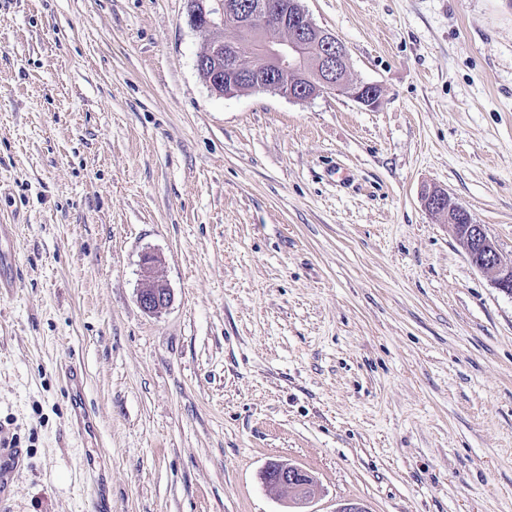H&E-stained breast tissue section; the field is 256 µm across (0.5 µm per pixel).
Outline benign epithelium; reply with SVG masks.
Returning <instances> with one entry per match:
<instances>
[{
  "mask_svg": "<svg viewBox=\"0 0 512 512\" xmlns=\"http://www.w3.org/2000/svg\"><path fill=\"white\" fill-rule=\"evenodd\" d=\"M231 18L252 33L269 28L291 29L289 37L265 41L260 49L243 58L236 43L217 42L196 70L210 72L208 87L226 95L244 89L272 92L292 100L305 101L321 94H345L366 108L381 103L380 88L372 83H355L344 42L334 33L318 27L301 0H283L273 7L247 0H190L189 22L200 28H216ZM425 209L450 224L470 263L498 290L512 296V262H505L488 236L485 226L468 220L458 223L461 206L453 203L441 188L431 189L423 199ZM154 257H144L145 279L138 291L140 307L148 313L165 309L171 300L167 284L151 275ZM266 486L290 496H299L306 505L314 498V478L305 469L289 462H272L262 473Z\"/></svg>",
  "mask_w": 512,
  "mask_h": 512,
  "instance_id": "1",
  "label": "benign epithelium"
}]
</instances>
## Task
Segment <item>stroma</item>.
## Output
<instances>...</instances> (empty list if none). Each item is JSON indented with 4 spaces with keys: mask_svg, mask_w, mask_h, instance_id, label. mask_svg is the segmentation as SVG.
Here are the masks:
<instances>
[{
    "mask_svg": "<svg viewBox=\"0 0 512 512\" xmlns=\"http://www.w3.org/2000/svg\"><path fill=\"white\" fill-rule=\"evenodd\" d=\"M344 95H220L189 0H0V512H512V0H303ZM169 305L145 312L144 255ZM80 362L98 437L73 427ZM434 188L422 200L425 209L450 224L470 263L493 287L512 296V262L507 263L502 259L485 226L475 222L472 216L467 224H458L461 206L452 203L443 189ZM266 486L289 496H299V504L306 505L314 498L316 485L308 471L289 462H271L263 471Z\"/></svg>",
    "mask_w": 512,
    "mask_h": 512,
    "instance_id": "35a3bbf8",
    "label": "stroma"
}]
</instances>
